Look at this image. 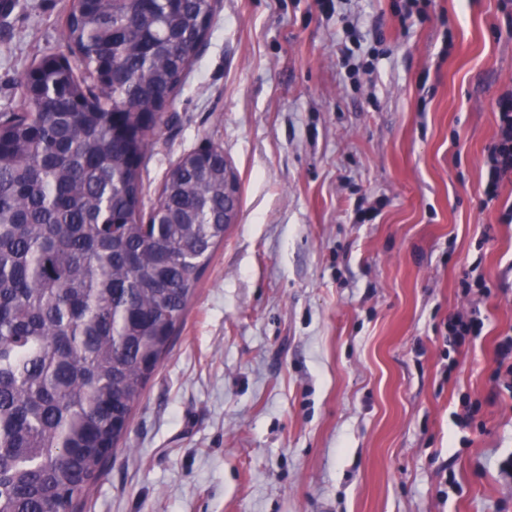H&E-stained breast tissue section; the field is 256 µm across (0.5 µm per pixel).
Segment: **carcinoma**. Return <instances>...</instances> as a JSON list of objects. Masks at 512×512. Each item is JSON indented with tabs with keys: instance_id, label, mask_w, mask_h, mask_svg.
<instances>
[{
	"instance_id": "carcinoma-1",
	"label": "carcinoma",
	"mask_w": 512,
	"mask_h": 512,
	"mask_svg": "<svg viewBox=\"0 0 512 512\" xmlns=\"http://www.w3.org/2000/svg\"><path fill=\"white\" fill-rule=\"evenodd\" d=\"M210 0H70L67 52L0 113V512H73L224 242V151L187 153L149 217L154 127Z\"/></svg>"
}]
</instances>
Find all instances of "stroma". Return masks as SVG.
Returning <instances> with one entry per match:
<instances>
[{
  "instance_id": "stroma-1",
  "label": "stroma",
  "mask_w": 512,
  "mask_h": 512,
  "mask_svg": "<svg viewBox=\"0 0 512 512\" xmlns=\"http://www.w3.org/2000/svg\"><path fill=\"white\" fill-rule=\"evenodd\" d=\"M402 3L218 0L143 201L210 142L238 215L78 512H512V392L492 379L512 182L484 195L512 0H427L405 25ZM67 8L0 10V113L26 108ZM475 310L480 338L450 348L448 319Z\"/></svg>"
}]
</instances>
